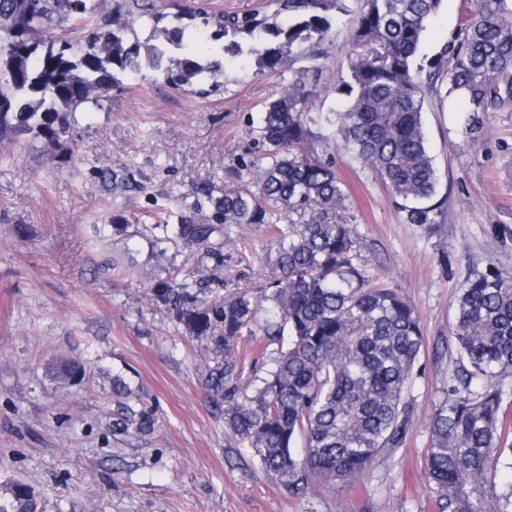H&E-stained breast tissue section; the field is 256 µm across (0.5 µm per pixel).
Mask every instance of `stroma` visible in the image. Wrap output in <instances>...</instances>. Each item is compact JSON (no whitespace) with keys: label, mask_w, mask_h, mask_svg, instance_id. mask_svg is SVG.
Returning <instances> with one entry per match:
<instances>
[{"label":"stroma","mask_w":512,"mask_h":512,"mask_svg":"<svg viewBox=\"0 0 512 512\" xmlns=\"http://www.w3.org/2000/svg\"><path fill=\"white\" fill-rule=\"evenodd\" d=\"M203 6L257 13L282 30L292 24L277 0ZM474 8L475 0H443L416 60L438 174L431 224L408 223L400 199L340 145L330 118L349 104L335 84L347 72L354 18L332 9L318 52L262 35L266 46L291 49L273 71L250 53L251 36L217 40L192 19L204 31L192 51L221 63L220 89L177 90L146 67L120 75L98 108L77 113L55 150L27 137L0 146V492L29 483L39 512H437L425 456L432 414L463 370L451 334L456 302L474 273L512 272V102L483 114L469 135L448 109L452 47ZM295 83L310 90L306 146L351 196L357 265L411 302L424 336L403 445L354 486L315 484L302 495L276 486L252 448L227 433L224 401L209 387L223 342L189 335L152 290L169 276L202 305L250 293L260 301L258 325L234 352L248 366L244 380L271 367L277 347L259 324L271 307L276 241L232 225L223 243L186 248L156 223L211 217L212 199L247 184L241 163L263 153L262 113ZM115 258L137 277L115 273ZM116 375L132 391L128 406L153 416L151 433L115 429Z\"/></svg>","instance_id":"1"}]
</instances>
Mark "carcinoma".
<instances>
[{"instance_id":"cac0c4a2","label":"carcinoma","mask_w":512,"mask_h":512,"mask_svg":"<svg viewBox=\"0 0 512 512\" xmlns=\"http://www.w3.org/2000/svg\"><path fill=\"white\" fill-rule=\"evenodd\" d=\"M294 16L288 45L330 30L321 13L327 0H278ZM355 15L347 74L339 86L350 105L336 113L343 147L374 170L402 199L410 224L435 222L426 205L438 175L422 123L424 89L414 60L442 0H334ZM200 15L215 39L257 31L282 34L255 14H210L181 9L166 18L156 6L134 20L150 27L154 43L126 39L99 15L96 0H0V142L40 138L60 142L72 114L99 106V93L116 83L113 70L139 74L148 66L174 88L223 85L218 63H202L188 49L194 38L183 23ZM263 66L281 64L279 48L257 41L249 48ZM448 111L471 131L479 114L512 100V0H475L464 38L452 48ZM309 90L291 86L265 108L264 156L246 167L255 190L230 188L213 201L219 222L173 225L186 247L224 237L233 224L267 226L273 209L288 210V242H279L276 279L268 299L267 336L288 334L274 366L241 386L244 365L233 342L255 322L244 292L200 307L187 285L156 281L157 300L204 336L221 330L224 365L210 373L224 399V425L247 442L273 482L301 493L315 482L349 485L377 456L404 443L411 425L407 394L424 346L420 319L396 289L372 283L354 259L362 242L347 220L349 192L330 164L306 152L303 104ZM452 337L469 368L448 388L431 421L426 468L438 512H512V483H497L501 459H512V419L499 381L512 375V274H478L461 289ZM0 512H37L34 489L15 481L0 496Z\"/></svg>"}]
</instances>
